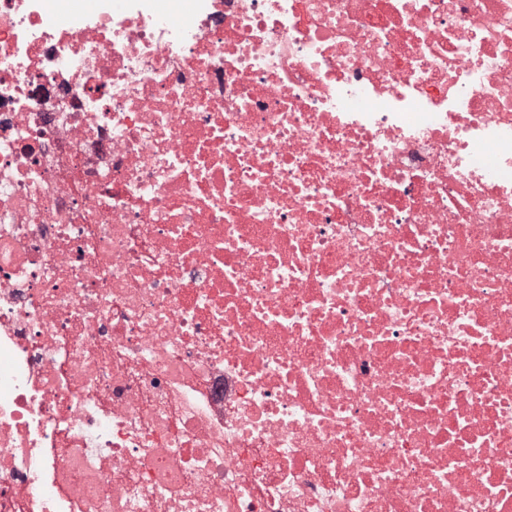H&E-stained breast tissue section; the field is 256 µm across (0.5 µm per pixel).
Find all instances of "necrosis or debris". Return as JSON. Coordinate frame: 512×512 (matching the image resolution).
Segmentation results:
<instances>
[{"instance_id": "1", "label": "necrosis or debris", "mask_w": 512, "mask_h": 512, "mask_svg": "<svg viewBox=\"0 0 512 512\" xmlns=\"http://www.w3.org/2000/svg\"><path fill=\"white\" fill-rule=\"evenodd\" d=\"M0 512H512V0H0Z\"/></svg>"}]
</instances>
